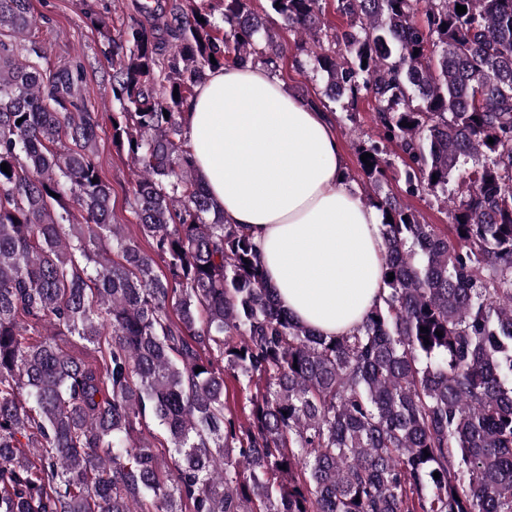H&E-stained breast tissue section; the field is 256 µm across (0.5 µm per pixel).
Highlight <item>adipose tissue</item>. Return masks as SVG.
<instances>
[{"instance_id": "obj_1", "label": "adipose tissue", "mask_w": 512, "mask_h": 512, "mask_svg": "<svg viewBox=\"0 0 512 512\" xmlns=\"http://www.w3.org/2000/svg\"><path fill=\"white\" fill-rule=\"evenodd\" d=\"M184 126L196 171L226 223L252 237L280 305L321 335L352 332L384 294L383 240L329 115L263 67L227 65L197 88Z\"/></svg>"}]
</instances>
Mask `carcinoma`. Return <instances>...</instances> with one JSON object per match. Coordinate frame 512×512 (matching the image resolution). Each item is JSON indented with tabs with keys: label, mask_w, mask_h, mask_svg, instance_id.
Here are the masks:
<instances>
[{
	"label": "carcinoma",
	"mask_w": 512,
	"mask_h": 512,
	"mask_svg": "<svg viewBox=\"0 0 512 512\" xmlns=\"http://www.w3.org/2000/svg\"><path fill=\"white\" fill-rule=\"evenodd\" d=\"M216 2L222 28L202 0H173V29L162 0L136 3L116 38L94 21L151 256L112 223L78 76L42 68L30 0H0V31L22 37L0 40V512H512V0H337L341 31L321 0H267L324 98L371 99L406 193L450 219L443 233L385 190L395 163L359 142L394 279L338 336L281 307L195 170V87L284 51L250 0ZM228 375L262 383L246 426ZM148 417L167 459L138 437Z\"/></svg>",
	"instance_id": "1"
}]
</instances>
